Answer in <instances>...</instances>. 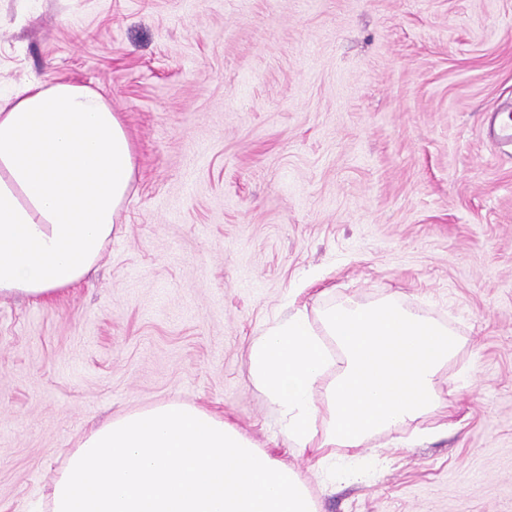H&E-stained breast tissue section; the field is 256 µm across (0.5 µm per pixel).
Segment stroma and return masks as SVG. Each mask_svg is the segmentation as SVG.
I'll return each instance as SVG.
<instances>
[{"label": "stroma", "instance_id": "1", "mask_svg": "<svg viewBox=\"0 0 512 512\" xmlns=\"http://www.w3.org/2000/svg\"><path fill=\"white\" fill-rule=\"evenodd\" d=\"M102 92L135 174L96 268L0 298V512H43L92 426L179 402L297 473L318 512H512V0H0V87ZM451 325L431 441L329 482L254 384L289 295ZM512 110L511 108L501 109L493 112V119L490 121L488 133L502 149L504 155L512 156Z\"/></svg>", "mask_w": 512, "mask_h": 512}]
</instances>
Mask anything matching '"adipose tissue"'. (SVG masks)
<instances>
[{
	"mask_svg": "<svg viewBox=\"0 0 512 512\" xmlns=\"http://www.w3.org/2000/svg\"><path fill=\"white\" fill-rule=\"evenodd\" d=\"M135 172L129 134L99 91L39 78L0 93V297L51 300L99 263ZM452 328L395 298L298 308L254 341L256 385L291 447L329 449L435 415Z\"/></svg>",
	"mask_w": 512,
	"mask_h": 512,
	"instance_id": "obj_1",
	"label": "adipose tissue"
}]
</instances>
